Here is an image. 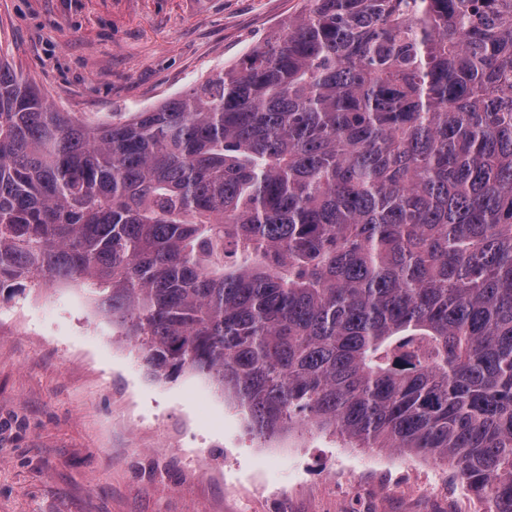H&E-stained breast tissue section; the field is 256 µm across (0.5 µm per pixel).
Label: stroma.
Listing matches in <instances>:
<instances>
[{"instance_id":"1","label":"stroma","mask_w":512,"mask_h":512,"mask_svg":"<svg viewBox=\"0 0 512 512\" xmlns=\"http://www.w3.org/2000/svg\"><path fill=\"white\" fill-rule=\"evenodd\" d=\"M303 0H0V55L111 119L235 65ZM210 459V472L199 469ZM447 462L312 426L263 440L208 380L151 377L80 291L0 290V512H488Z\"/></svg>"}]
</instances>
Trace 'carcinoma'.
I'll use <instances>...</instances> for the list:
<instances>
[{
    "label": "carcinoma",
    "instance_id": "obj_1",
    "mask_svg": "<svg viewBox=\"0 0 512 512\" xmlns=\"http://www.w3.org/2000/svg\"><path fill=\"white\" fill-rule=\"evenodd\" d=\"M112 123L0 58V290H82L266 439L449 462L512 512V0H306Z\"/></svg>",
    "mask_w": 512,
    "mask_h": 512
}]
</instances>
